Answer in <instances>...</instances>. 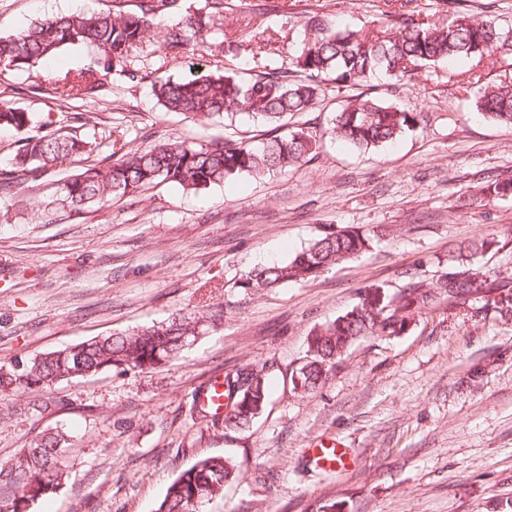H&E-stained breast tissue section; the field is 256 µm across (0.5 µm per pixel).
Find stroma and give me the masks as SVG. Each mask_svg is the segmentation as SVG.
<instances>
[{
	"mask_svg": "<svg viewBox=\"0 0 512 512\" xmlns=\"http://www.w3.org/2000/svg\"><path fill=\"white\" fill-rule=\"evenodd\" d=\"M138 0H0V36L32 20L135 10ZM445 26L460 15L512 24V0H412ZM384 0H180L179 19L200 17L193 49L161 50L162 22L146 28L124 67L109 71L90 121L56 99L39 67L0 71V103L36 123L94 136L99 162L113 143L135 152L177 140L226 136L257 143L266 124L244 112L188 119L165 111L152 85L223 69L285 71L309 17L367 29ZM244 41L240 51L222 44ZM460 59L401 80L326 83L297 122L323 131L305 162L260 179L243 176L197 192L166 184L77 215L52 205L63 165L0 197V367L92 338L172 318L203 332L177 358L127 374L99 372L0 398V465L59 433L68 477L30 512H155L167 486L196 461L233 466L207 512H512V195L478 191L512 179V126L476 112L480 84L512 81V66L486 69L458 93ZM421 113L392 147L357 151L326 136L334 113L357 97ZM377 230L366 253L317 279L248 293L239 280L283 262L327 232ZM493 239L475 259L492 274L487 299L440 302L404 331L357 340L324 384L294 391L292 369L310 332L355 306L363 289L397 293L408 278L434 282L460 245ZM271 368L266 410L242 429L202 420L195 398L245 365ZM328 439L347 448L346 469L311 466L306 451Z\"/></svg>",
	"mask_w": 512,
	"mask_h": 512,
	"instance_id": "stroma-1",
	"label": "stroma"
}]
</instances>
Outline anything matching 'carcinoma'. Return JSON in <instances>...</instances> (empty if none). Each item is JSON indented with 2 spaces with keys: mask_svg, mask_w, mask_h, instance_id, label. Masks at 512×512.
<instances>
[{
  "mask_svg": "<svg viewBox=\"0 0 512 512\" xmlns=\"http://www.w3.org/2000/svg\"><path fill=\"white\" fill-rule=\"evenodd\" d=\"M177 0H140L133 12L72 14L46 17L17 33L0 38V63L25 70L45 63L65 46L84 45L101 56L102 68L58 72L53 89L86 106L95 102L106 71L125 63L140 42L143 29L154 18L174 13ZM397 37L385 25L367 31L335 27L314 16L304 29L300 47L292 58L290 74L268 72L244 77L236 72L205 74L190 79L164 78L153 85L157 101L168 112L187 118H211L231 108L247 112L273 125V135L255 146L233 138L208 144L174 141L145 152H124L105 164L94 163L69 175L57 189L56 201L75 213H83L112 198H122L161 183L183 191H196L239 175L263 177L285 171L301 161L317 143L318 131L292 126L291 119L309 111L323 91L322 83L347 87L376 75L402 79L412 71L442 61L468 59L470 75L476 69L494 67L501 59L512 60V27L489 19L474 23L460 15L452 24L429 26L408 16ZM196 21L186 19L164 28L163 48L180 51L192 46ZM476 111L512 125V83L501 81L481 88ZM419 113L387 104L377 98L348 102L332 119V138L358 149H370L396 141L416 127ZM23 134L21 146L0 170V193L9 194L15 179L26 176L36 182L71 158L92 154L97 142L57 130H34L33 116L21 108L0 106V129ZM512 192V180L495 181L482 189L491 199ZM373 241L369 231L343 229L317 239L292 259L253 268L239 282L246 292L265 291L289 282L318 277L331 267L365 252ZM493 241L472 242L450 259L448 273L434 284L410 279L393 296L385 289L367 288L357 305L334 321L311 332L306 362L293 373L302 391H314L336 367V354L364 336L391 335L403 330L410 316L457 291L455 301L480 299L486 273L470 258L483 253ZM197 327L179 318L159 326L133 330L119 336L90 339L47 354H37L12 368H0V394L33 388L46 389L63 381L100 371L129 372L154 367L174 358L195 341ZM266 366H243L224 376V396L232 401L224 411V427L240 429L257 418L269 398ZM49 435L26 448L7 465L0 466V512H28L62 485L61 442ZM230 475L222 456L198 460L167 487L156 512H203L206 504L223 496Z\"/></svg>",
  "mask_w": 512,
  "mask_h": 512,
  "instance_id": "obj_1",
  "label": "carcinoma"
}]
</instances>
